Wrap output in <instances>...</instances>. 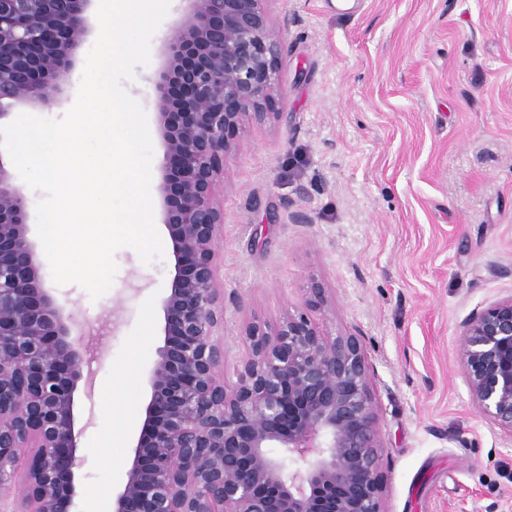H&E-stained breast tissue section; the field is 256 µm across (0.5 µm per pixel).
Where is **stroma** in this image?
Listing matches in <instances>:
<instances>
[{
  "mask_svg": "<svg viewBox=\"0 0 512 512\" xmlns=\"http://www.w3.org/2000/svg\"><path fill=\"white\" fill-rule=\"evenodd\" d=\"M357 2L266 4L282 116L246 121L226 161L224 373L235 381L247 323L303 307L319 282L332 299L319 323L360 333L374 373L389 512H512V436L459 367L462 323L512 296V0ZM182 8L172 0L125 85L149 114ZM162 246L147 262L119 249L98 298L53 288L84 340L74 512L125 483L164 342Z\"/></svg>",
  "mask_w": 512,
  "mask_h": 512,
  "instance_id": "stroma-1",
  "label": "stroma"
}]
</instances>
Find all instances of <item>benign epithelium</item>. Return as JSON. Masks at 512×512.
Listing matches in <instances>:
<instances>
[{
  "label": "benign epithelium",
  "instance_id": "7a95c632",
  "mask_svg": "<svg viewBox=\"0 0 512 512\" xmlns=\"http://www.w3.org/2000/svg\"><path fill=\"white\" fill-rule=\"evenodd\" d=\"M94 0H0V121L44 108L87 37ZM150 79L166 147L162 220L174 274L151 398L112 512H389L384 438L362 338L301 310L255 320L236 382L224 379L227 157L248 118L277 119L279 35L268 0H187ZM74 313L47 287L25 199L0 158V491L22 512H72L80 493ZM459 363L476 407L512 435V296L473 312Z\"/></svg>",
  "mask_w": 512,
  "mask_h": 512
}]
</instances>
